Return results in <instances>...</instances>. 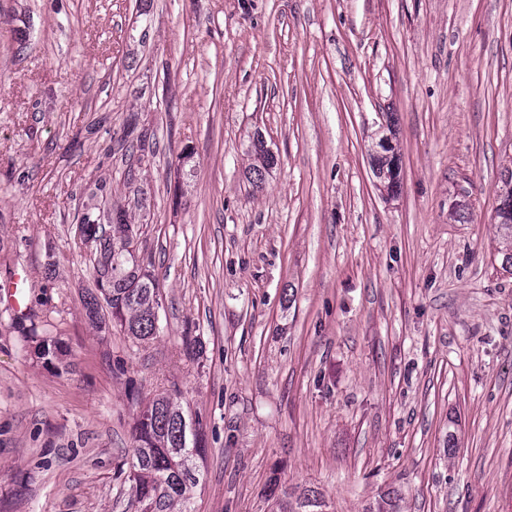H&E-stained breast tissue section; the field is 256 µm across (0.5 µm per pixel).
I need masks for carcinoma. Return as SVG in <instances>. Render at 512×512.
Here are the masks:
<instances>
[{"instance_id":"1","label":"carcinoma","mask_w":512,"mask_h":512,"mask_svg":"<svg viewBox=\"0 0 512 512\" xmlns=\"http://www.w3.org/2000/svg\"><path fill=\"white\" fill-rule=\"evenodd\" d=\"M373 174L379 186L393 194L400 187L398 156L386 137L377 143ZM253 163L250 180L260 186L265 174L275 167V156L260 133L250 141ZM512 170L503 179L497 228L500 247L496 258L500 268L512 274ZM78 223L89 233H99L103 224L112 225V236L101 240L90 257L94 288L85 302L93 321L108 312L123 335L144 343L158 333L161 307L155 279L143 274L138 255L136 225L126 210L108 211L92 190L83 204ZM179 393H166L152 399L140 411L133 425V456L127 479L134 490V512H192L191 491L200 481L197 460L203 456V428L199 418L184 410ZM323 501L313 490H306L286 505V512H323Z\"/></svg>"}]
</instances>
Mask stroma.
<instances>
[{
    "mask_svg": "<svg viewBox=\"0 0 512 512\" xmlns=\"http://www.w3.org/2000/svg\"><path fill=\"white\" fill-rule=\"evenodd\" d=\"M510 169L512 0H0V512H133V422L174 387L195 512H512ZM97 181L142 202L146 343L84 315ZM248 151L253 157V163L248 171L249 178L256 187H260L265 179V174L275 167L277 161L258 132L253 134ZM381 152L373 156V174L379 186L387 192L394 194L400 187L398 156L394 153L388 137H381L377 143ZM391 153V155L389 154ZM503 179V194L501 195V204L505 207H499L501 213H498L497 228L499 234V244L496 258L499 259L500 268L507 273L512 274V169L507 171ZM511 202V210L506 208Z\"/></svg>",
    "mask_w": 512,
    "mask_h": 512,
    "instance_id": "stroma-1",
    "label": "stroma"
}]
</instances>
